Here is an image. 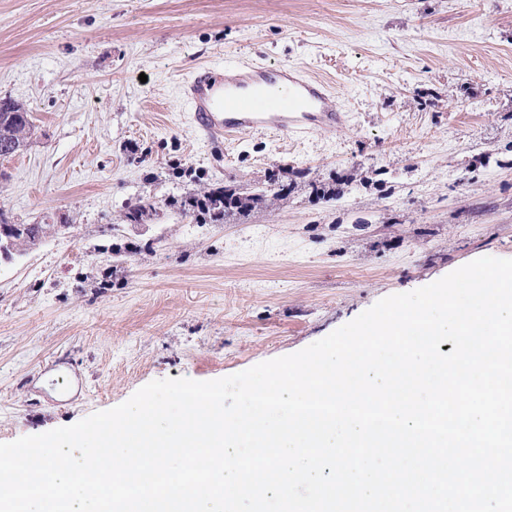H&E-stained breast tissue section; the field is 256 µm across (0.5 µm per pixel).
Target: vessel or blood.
I'll use <instances>...</instances> for the list:
<instances>
[{
  "label": "vessel or blood",
  "mask_w": 512,
  "mask_h": 512,
  "mask_svg": "<svg viewBox=\"0 0 512 512\" xmlns=\"http://www.w3.org/2000/svg\"><path fill=\"white\" fill-rule=\"evenodd\" d=\"M183 94L193 125L209 138L251 129L331 135L347 121L323 81L281 64H238L229 80L221 66L201 68Z\"/></svg>",
  "instance_id": "vessel-or-blood-1"
}]
</instances>
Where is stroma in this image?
Here are the masks:
<instances>
[{"label": "stroma", "mask_w": 512, "mask_h": 512, "mask_svg": "<svg viewBox=\"0 0 512 512\" xmlns=\"http://www.w3.org/2000/svg\"><path fill=\"white\" fill-rule=\"evenodd\" d=\"M303 65L332 136L191 128L206 64ZM36 134L0 158V209L56 224L0 260V443L297 352L380 299L512 259V0H0V97ZM157 199L287 177L221 224ZM128 250L111 268L107 248Z\"/></svg>", "instance_id": "stroma-1"}]
</instances>
